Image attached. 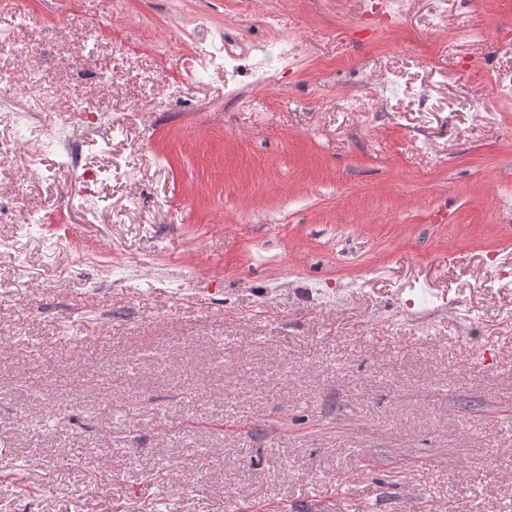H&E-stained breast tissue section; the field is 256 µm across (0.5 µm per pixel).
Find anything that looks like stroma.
Returning a JSON list of instances; mask_svg holds the SVG:
<instances>
[{"label":"stroma","mask_w":512,"mask_h":512,"mask_svg":"<svg viewBox=\"0 0 512 512\" xmlns=\"http://www.w3.org/2000/svg\"><path fill=\"white\" fill-rule=\"evenodd\" d=\"M371 13L0 0V512H512V0ZM227 57L229 59V68L226 70V72L229 76V81L234 86L237 84V77L240 75V67L246 68L251 78V83L254 85L265 82L271 76L270 72L261 70L259 63L254 62L253 59H251L247 65H239L233 64V62H237L238 58L231 51H227ZM22 94L30 107L13 112L14 118L31 122L32 116L38 117L39 126L56 142L70 141L77 132L96 129L104 120V114L98 110L72 101L60 107L37 80L29 81ZM0 158L13 161L17 174L16 181L19 184L35 174L33 160L19 143L11 138H0Z\"/></svg>","instance_id":"1"}]
</instances>
